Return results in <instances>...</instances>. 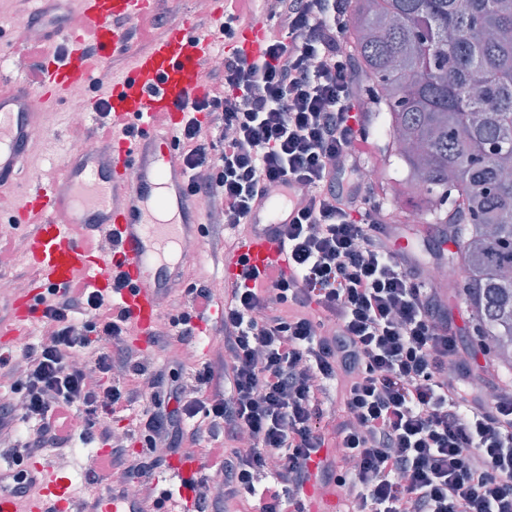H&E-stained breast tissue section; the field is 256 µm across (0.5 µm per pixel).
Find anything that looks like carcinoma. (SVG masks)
Segmentation results:
<instances>
[{"mask_svg":"<svg viewBox=\"0 0 512 512\" xmlns=\"http://www.w3.org/2000/svg\"><path fill=\"white\" fill-rule=\"evenodd\" d=\"M398 191L448 228L478 343L512 371V0H351Z\"/></svg>","mask_w":512,"mask_h":512,"instance_id":"obj_1","label":"carcinoma"}]
</instances>
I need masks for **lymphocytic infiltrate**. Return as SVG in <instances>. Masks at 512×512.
I'll list each match as a JSON object with an SVG mask.
<instances>
[{"mask_svg": "<svg viewBox=\"0 0 512 512\" xmlns=\"http://www.w3.org/2000/svg\"><path fill=\"white\" fill-rule=\"evenodd\" d=\"M262 10L263 58L225 54L208 92L187 105L178 141L190 193L228 228L247 231L271 189L302 190L293 222L276 230L287 268L244 270L225 289L224 351L203 363L190 393L148 372L119 305L89 288L50 292L40 343L0 356V375L13 379L0 404L6 453L62 455L74 438L96 440L107 453L89 487L118 482L152 499L159 458L131 455L112 434L113 420L137 407L127 438L171 453L204 445L207 468L223 474L220 487L195 486L199 512H243L251 496L259 512H285L313 478L355 489L350 512H512V387L479 390L419 262L396 247L363 189L359 162L375 142L340 50L346 0H264ZM187 293L188 310L154 332L160 356L209 317L211 288ZM79 314L91 322L76 323ZM332 395L340 409L328 416ZM20 421L31 426L22 439Z\"/></svg>", "mask_w": 512, "mask_h": 512, "instance_id": "lymphocytic-infiltrate-1", "label": "lymphocytic infiltrate"}]
</instances>
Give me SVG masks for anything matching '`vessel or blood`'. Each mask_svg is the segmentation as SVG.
I'll return each mask as SVG.
<instances>
[{"mask_svg": "<svg viewBox=\"0 0 512 512\" xmlns=\"http://www.w3.org/2000/svg\"><path fill=\"white\" fill-rule=\"evenodd\" d=\"M150 0H81L80 32L66 23L50 27L48 40L66 43L64 56L46 69L41 89L23 80L0 91V188L16 183L24 166L30 131L40 115L31 109L36 94L54 95L91 81L98 66L125 54L129 22L144 17ZM235 45L249 59L260 58L266 44L262 17L246 20ZM214 43L199 19L173 24L139 53L128 72L112 84L108 97L111 134L79 151H67L59 175L21 187L18 205L0 213L1 224L22 228L27 259L36 271L20 312L0 322V335L23 336L29 315L40 311L39 296L49 288L85 284L103 293L117 292L139 336L151 335L162 311L159 299L179 286L184 270L195 261L184 241L202 239V205L188 190L185 165L175 136L184 118L183 105L200 97L211 66ZM296 187L259 197L245 234L224 255V283L232 285L244 269L266 270L286 263L277 225L291 223ZM114 243L112 253L98 251L101 237ZM122 288H115V281ZM171 478L197 480L199 462L177 454L170 460ZM25 474L38 489L19 501L6 486L16 475L13 461L0 462V512H65L71 481L53 465L27 464ZM80 512H148L142 500L120 490L89 499Z\"/></svg>", "mask_w": 512, "mask_h": 512, "instance_id": "vessel-or-blood-1", "label": "vessel or blood"}]
</instances>
